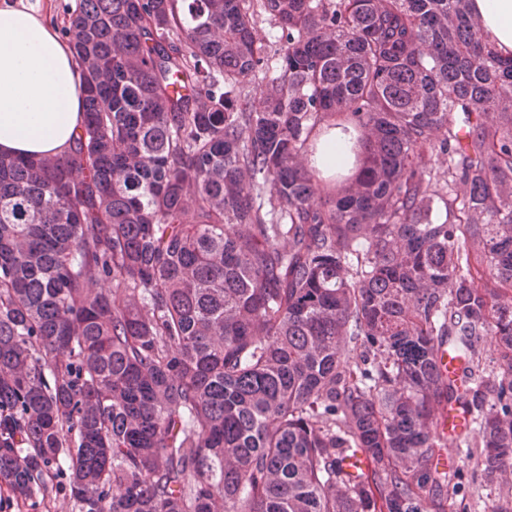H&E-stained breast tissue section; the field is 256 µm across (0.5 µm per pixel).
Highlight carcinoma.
Instances as JSON below:
<instances>
[{
	"label": "carcinoma",
	"instance_id": "cac0c4a2",
	"mask_svg": "<svg viewBox=\"0 0 512 512\" xmlns=\"http://www.w3.org/2000/svg\"><path fill=\"white\" fill-rule=\"evenodd\" d=\"M256 5L282 70L259 104L247 0L69 10L74 148L0 155L17 502L60 476L78 512H447L436 430L461 399L470 454L512 478V57L470 0ZM333 128L358 170L326 194Z\"/></svg>",
	"mask_w": 512,
	"mask_h": 512
}]
</instances>
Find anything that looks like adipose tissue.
I'll list each match as a JSON object with an SVG mask.
<instances>
[{
  "label": "adipose tissue",
  "instance_id": "1",
  "mask_svg": "<svg viewBox=\"0 0 512 512\" xmlns=\"http://www.w3.org/2000/svg\"><path fill=\"white\" fill-rule=\"evenodd\" d=\"M52 0L0 5V154L60 155L84 121L80 73L52 21ZM491 47L512 56V0H471Z\"/></svg>",
  "mask_w": 512,
  "mask_h": 512
}]
</instances>
